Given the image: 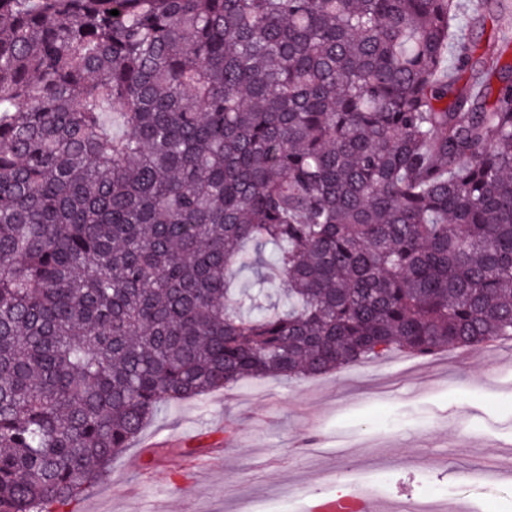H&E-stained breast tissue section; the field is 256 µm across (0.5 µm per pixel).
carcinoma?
I'll return each instance as SVG.
<instances>
[{
  "label": "carcinoma",
  "instance_id": "obj_1",
  "mask_svg": "<svg viewBox=\"0 0 512 512\" xmlns=\"http://www.w3.org/2000/svg\"><path fill=\"white\" fill-rule=\"evenodd\" d=\"M470 24L0 0V512L94 487L170 403L512 338V62Z\"/></svg>",
  "mask_w": 512,
  "mask_h": 512
}]
</instances>
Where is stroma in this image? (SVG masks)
I'll use <instances>...</instances> for the list:
<instances>
[{
    "label": "stroma",
    "instance_id": "1",
    "mask_svg": "<svg viewBox=\"0 0 512 512\" xmlns=\"http://www.w3.org/2000/svg\"><path fill=\"white\" fill-rule=\"evenodd\" d=\"M512 512V347L397 350L300 381L249 380L165 406L115 471L57 512H301L336 479Z\"/></svg>",
    "mask_w": 512,
    "mask_h": 512
}]
</instances>
